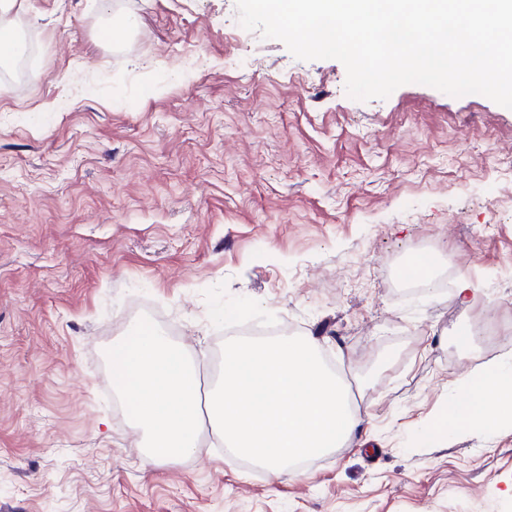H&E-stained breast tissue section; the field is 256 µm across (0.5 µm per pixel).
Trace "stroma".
Segmentation results:
<instances>
[{
    "mask_svg": "<svg viewBox=\"0 0 512 512\" xmlns=\"http://www.w3.org/2000/svg\"><path fill=\"white\" fill-rule=\"evenodd\" d=\"M4 20L35 53L0 76V512H512V434L446 415L512 356L458 337L512 325V165L488 162L512 154V109L420 84L351 99L341 62L243 29L236 0ZM420 250L452 280L433 297L394 278ZM144 315L207 385L242 330L316 338L364 445L274 482L209 428L146 464L106 356Z\"/></svg>",
    "mask_w": 512,
    "mask_h": 512,
    "instance_id": "stroma-1",
    "label": "stroma"
}]
</instances>
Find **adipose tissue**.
<instances>
[{
	"mask_svg": "<svg viewBox=\"0 0 512 512\" xmlns=\"http://www.w3.org/2000/svg\"><path fill=\"white\" fill-rule=\"evenodd\" d=\"M449 410L470 425L512 433V362L476 371L463 382Z\"/></svg>",
	"mask_w": 512,
	"mask_h": 512,
	"instance_id": "ef3b65f1",
	"label": "adipose tissue"
}]
</instances>
